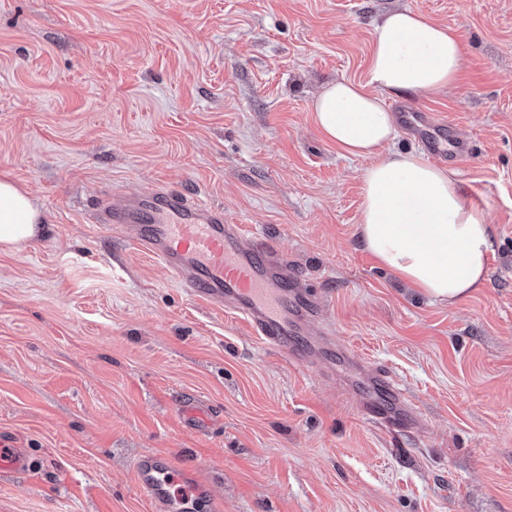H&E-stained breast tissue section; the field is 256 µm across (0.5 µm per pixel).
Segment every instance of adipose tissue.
I'll use <instances>...</instances> for the list:
<instances>
[{"instance_id": "adipose-tissue-1", "label": "adipose tissue", "mask_w": 512, "mask_h": 512, "mask_svg": "<svg viewBox=\"0 0 512 512\" xmlns=\"http://www.w3.org/2000/svg\"><path fill=\"white\" fill-rule=\"evenodd\" d=\"M462 57L451 28L396 10L375 28L367 82L326 85L312 103L323 135L342 152L369 161L360 173L361 245L422 296L448 304L484 284L492 228L484 211L466 203L455 172L417 152L391 150L396 124L387 100L447 89ZM42 225L28 189L0 176V246L28 243Z\"/></svg>"}]
</instances>
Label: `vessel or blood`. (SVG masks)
<instances>
[{
    "mask_svg": "<svg viewBox=\"0 0 512 512\" xmlns=\"http://www.w3.org/2000/svg\"><path fill=\"white\" fill-rule=\"evenodd\" d=\"M400 132L437 163L464 160L467 140L447 142L448 123L422 106H395ZM96 221L112 224L150 252L196 297L227 306L267 346L286 350L299 362L320 348L313 322L323 300L313 294L287 256L269 240L243 242L237 225L223 210L190 202L179 192L151 188L122 204L100 202ZM366 417L376 426L406 433L417 419L383 375H374L363 402ZM31 466L26 449L0 447V472L16 473ZM138 485L154 512H181L184 498H200L206 487L190 472L162 456H145L136 465ZM180 493H173V486Z\"/></svg>",
    "mask_w": 512,
    "mask_h": 512,
    "instance_id": "obj_1",
    "label": "vessel or blood"
}]
</instances>
